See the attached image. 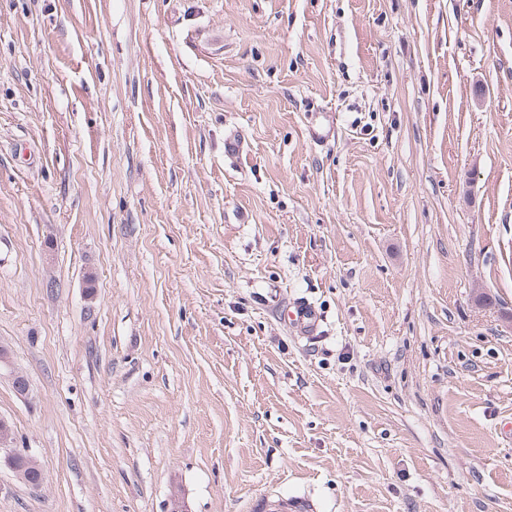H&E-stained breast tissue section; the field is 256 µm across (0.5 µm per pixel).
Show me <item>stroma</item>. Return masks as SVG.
I'll use <instances>...</instances> for the list:
<instances>
[{"label":"stroma","mask_w":512,"mask_h":512,"mask_svg":"<svg viewBox=\"0 0 512 512\" xmlns=\"http://www.w3.org/2000/svg\"><path fill=\"white\" fill-rule=\"evenodd\" d=\"M508 311L512 0H0V512H512ZM287 319L300 326V328L308 335L315 332L319 318L313 307L307 304H297L286 312ZM13 430L3 419H0V464L3 462L21 480L29 476V472L35 471L41 477V469L37 458L29 452H21L14 448ZM2 453L3 457H2ZM255 508L257 512H299L297 510L308 511L311 509L309 501L302 497L273 496L265 501L258 503Z\"/></svg>","instance_id":"stroma-1"}]
</instances>
